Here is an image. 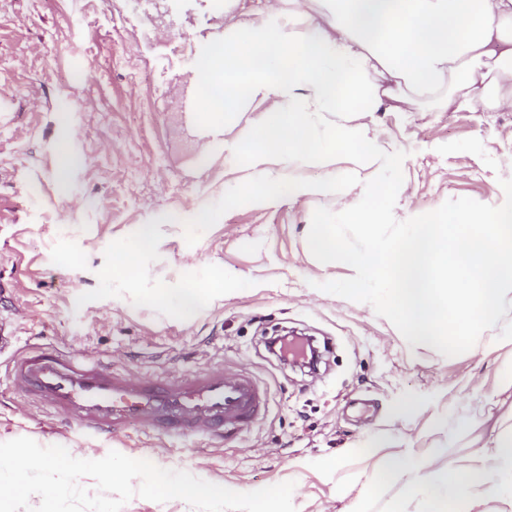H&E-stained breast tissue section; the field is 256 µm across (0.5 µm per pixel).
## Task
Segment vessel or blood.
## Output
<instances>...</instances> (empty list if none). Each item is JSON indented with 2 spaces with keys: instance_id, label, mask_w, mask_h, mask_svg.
Returning a JSON list of instances; mask_svg holds the SVG:
<instances>
[{
  "instance_id": "obj_1",
  "label": "vessel or blood",
  "mask_w": 512,
  "mask_h": 512,
  "mask_svg": "<svg viewBox=\"0 0 512 512\" xmlns=\"http://www.w3.org/2000/svg\"><path fill=\"white\" fill-rule=\"evenodd\" d=\"M5 383L61 423L107 435L135 424L170 438L220 439L251 425L267 402L245 373L209 368L184 378L141 377L78 362L52 345L15 356Z\"/></svg>"
}]
</instances>
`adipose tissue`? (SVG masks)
<instances>
[{"label": "adipose tissue", "mask_w": 512, "mask_h": 512, "mask_svg": "<svg viewBox=\"0 0 512 512\" xmlns=\"http://www.w3.org/2000/svg\"><path fill=\"white\" fill-rule=\"evenodd\" d=\"M302 2L271 0L242 34L215 39L196 67L211 123H244L224 145L241 161L239 196L268 207L343 194L336 223L311 225V249L349 268L351 301L368 303L369 284L388 287L385 311L416 345L457 351L512 309V187L482 210L462 205L384 235L382 215L404 189L382 174L399 168L405 147L366 118L419 112L431 100L442 112L473 101L484 112L512 110V0H317L323 23ZM245 100L263 112L245 119ZM340 156L352 168L324 180L293 173ZM340 223L360 227L358 247L346 246ZM155 244V225H138L134 247L112 261L122 283L140 281ZM223 292L218 280L186 282L144 289L140 299L188 320ZM480 442V453L444 469L410 448L386 455L362 486L406 488L394 512H512V424Z\"/></svg>", "instance_id": "ef3b65f1"}]
</instances>
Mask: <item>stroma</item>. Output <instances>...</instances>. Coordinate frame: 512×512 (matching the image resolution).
I'll use <instances>...</instances> for the list:
<instances>
[{
	"instance_id": "obj_1",
	"label": "stroma",
	"mask_w": 512,
	"mask_h": 512,
	"mask_svg": "<svg viewBox=\"0 0 512 512\" xmlns=\"http://www.w3.org/2000/svg\"><path fill=\"white\" fill-rule=\"evenodd\" d=\"M265 7L0 0V369L14 351L50 343L140 376L243 372L269 397L253 424L216 442L139 428L94 436L7 392L0 442L28 437L87 460L115 450L243 492L291 481L297 512H390L402 486L359 500L362 477L405 448L437 468L475 453L448 404L493 392L512 346L420 348L391 317L344 296L347 267L320 266L307 243L308 225L325 223L340 199L257 207L235 197L241 171L224 142L239 126L203 139L185 103L212 33L242 27ZM372 118L407 149L406 201L385 212V233L462 204L480 210L512 185V111ZM63 144L78 162L62 180ZM195 210L218 220H166ZM140 224L158 233L142 258L146 287L219 280L224 296L190 320L135 304L134 289L113 278L112 255L134 242ZM288 329L327 343L319 375L267 353L264 338Z\"/></svg>"
}]
</instances>
